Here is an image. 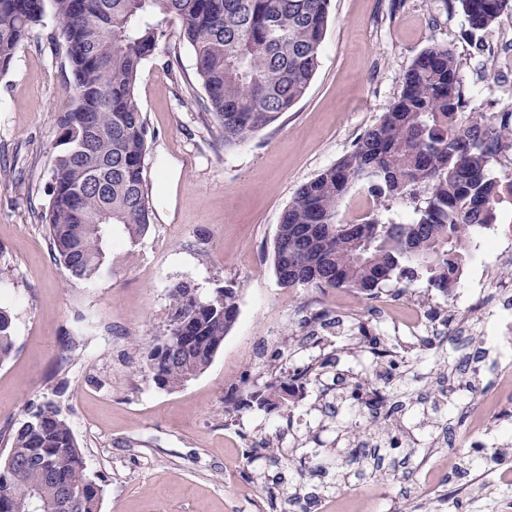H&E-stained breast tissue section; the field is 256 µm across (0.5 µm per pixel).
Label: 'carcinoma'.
Returning a JSON list of instances; mask_svg holds the SVG:
<instances>
[{
    "label": "carcinoma",
    "mask_w": 512,
    "mask_h": 512,
    "mask_svg": "<svg viewBox=\"0 0 512 512\" xmlns=\"http://www.w3.org/2000/svg\"><path fill=\"white\" fill-rule=\"evenodd\" d=\"M471 33L486 34L512 0H456ZM59 20L50 39L70 70V104L57 118L58 137L46 221L55 256L73 276L92 281L107 262L103 224H120L129 240L152 221L144 165L147 128L135 95L140 67L179 19L196 74L224 143L246 141L307 93L320 63L331 0H0V75L10 69L30 28L47 12ZM461 64L446 44L423 49L404 72L401 90L376 124L334 165L301 185L284 210L271 251L285 288L348 289L377 297L381 285L420 273L448 293L505 203L493 165L512 152V110L467 111ZM92 128L95 134L86 135ZM357 190L370 199L359 218L338 207ZM413 204V217L378 218L391 203ZM170 324L148 355L161 387L199 376L237 318L235 288L203 298L179 283L170 289ZM10 312L0 307V363L14 351ZM312 368L250 392L247 404L283 408L310 380ZM358 447L325 456L340 492L366 460V439L382 438L372 420L352 422ZM11 464L0 460V500L19 512L35 502L59 512L63 493L78 495L73 512H99L101 487L85 473L83 455L59 407L46 401L0 431Z\"/></svg>",
    "instance_id": "1"
}]
</instances>
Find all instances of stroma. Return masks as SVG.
<instances>
[{
	"mask_svg": "<svg viewBox=\"0 0 512 512\" xmlns=\"http://www.w3.org/2000/svg\"><path fill=\"white\" fill-rule=\"evenodd\" d=\"M46 15L30 29L10 71L0 77V305L14 324L15 350L0 364V431L45 401L61 409L88 475L103 490L100 512H289L294 491L318 498L311 512H367L358 491L379 493L374 512H437L454 497L465 512H505L496 472L459 475L457 454L468 395L491 390L512 371L501 337L467 346V333L512 316V263L485 265L477 251L451 294L425 279L395 298L378 348L409 356L402 421L415 453L384 454L383 479L350 475L335 493V474L301 463L310 448L351 443L344 396L350 383L381 365L355 340L377 318L374 300L347 290L285 288L270 252L281 214L296 189L330 167L372 126L401 89L404 71L429 44L451 46L470 105L512 107V13L488 37L471 34L455 0H332L319 68L306 96L246 142L225 147L203 111L194 58L169 21L142 64L135 93L148 128L145 178L153 220L129 242L109 226L110 260L93 282L56 259L45 226L57 115L70 77ZM493 68L498 81L484 85ZM187 282L201 297L237 288V319L209 367L176 390L160 388L145 365L169 324V290ZM448 316L457 336L444 367L437 349H406L399 327L417 309ZM323 313V329L302 319ZM335 356L289 412L234 402L309 362ZM495 448L512 469V396L486 401ZM276 443L279 455L268 451Z\"/></svg>",
	"mask_w": 512,
	"mask_h": 512,
	"instance_id": "1",
	"label": "stroma"
}]
</instances>
